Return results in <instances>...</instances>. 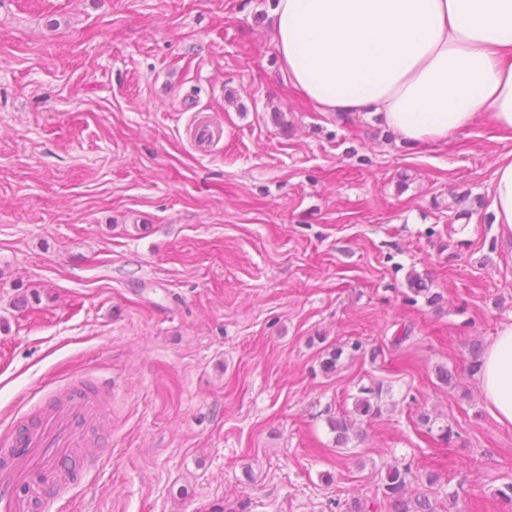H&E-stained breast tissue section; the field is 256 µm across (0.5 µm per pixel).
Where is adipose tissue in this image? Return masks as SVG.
Listing matches in <instances>:
<instances>
[{"label": "adipose tissue", "mask_w": 512, "mask_h": 512, "mask_svg": "<svg viewBox=\"0 0 512 512\" xmlns=\"http://www.w3.org/2000/svg\"><path fill=\"white\" fill-rule=\"evenodd\" d=\"M289 83L322 112L368 114L411 146L436 149L489 117L512 131V0H272ZM492 222L512 247V152L495 165ZM512 424V324L478 374Z\"/></svg>", "instance_id": "1"}]
</instances>
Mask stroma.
I'll use <instances>...</instances> for the list:
<instances>
[{
  "label": "stroma",
  "mask_w": 512,
  "mask_h": 512,
  "mask_svg": "<svg viewBox=\"0 0 512 512\" xmlns=\"http://www.w3.org/2000/svg\"><path fill=\"white\" fill-rule=\"evenodd\" d=\"M355 124L376 138L285 80L269 0H0V434L108 384L96 471L59 512H389L392 464L438 475V512L454 488L498 512L512 425L468 364L512 323L489 214L512 138L482 117L425 150ZM374 382L380 417L335 447L329 418Z\"/></svg>",
  "instance_id": "obj_1"
}]
</instances>
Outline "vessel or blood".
<instances>
[{"label": "vessel or blood", "mask_w": 512, "mask_h": 512, "mask_svg": "<svg viewBox=\"0 0 512 512\" xmlns=\"http://www.w3.org/2000/svg\"><path fill=\"white\" fill-rule=\"evenodd\" d=\"M101 414L99 395L74 386L62 388L55 403L39 412L33 427L1 437L0 512H31L36 503L51 512L63 489L46 488L44 476L73 457L92 462L84 427Z\"/></svg>", "instance_id": "vessel-or-blood-1"}]
</instances>
